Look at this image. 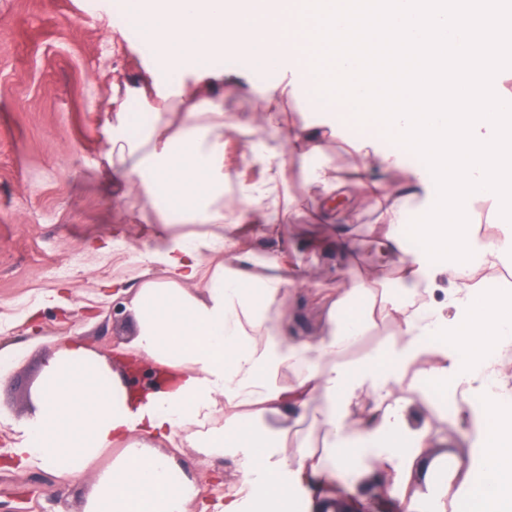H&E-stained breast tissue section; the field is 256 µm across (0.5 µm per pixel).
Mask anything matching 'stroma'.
I'll list each match as a JSON object with an SVG mask.
<instances>
[{"label":"stroma","mask_w":512,"mask_h":512,"mask_svg":"<svg viewBox=\"0 0 512 512\" xmlns=\"http://www.w3.org/2000/svg\"><path fill=\"white\" fill-rule=\"evenodd\" d=\"M98 3L89 13L85 0H0V449L10 446L30 410L47 353L76 340L112 358L132 334L131 288L164 274L161 263L140 259L155 245L153 225L141 223L138 203L104 178L109 133L103 109L117 96L143 120L150 111L135 87L151 78L167 81L169 74L157 46L142 48L114 23L126 0ZM210 66L231 79L225 111L252 115L249 128L235 130L237 139H267L265 116L276 112L283 126L319 130L343 174L364 160L351 145L357 132L378 150H400L382 128L358 129L350 112L316 104L303 88L263 96V89L290 80L287 70L260 71L234 54L215 56ZM287 178L297 212L263 227L253 244L260 255L284 252L302 266L310 289L286 296L282 311L291 332L316 336L323 310L313 292L335 287L344 266L366 275L369 243L383 226L355 184L347 185L332 225L321 222L322 199L305 185L299 161L289 163ZM340 227L358 241L356 251L336 250ZM60 265L67 269L62 277L53 273ZM116 280L128 293H115ZM22 296L27 303L21 307ZM177 457L195 474L209 512H220L225 487L213 478L231 476L236 459L228 454L208 461L188 447ZM91 482L88 475L66 480L39 468L0 467V512H76Z\"/></svg>","instance_id":"35a3bbf8"}]
</instances>
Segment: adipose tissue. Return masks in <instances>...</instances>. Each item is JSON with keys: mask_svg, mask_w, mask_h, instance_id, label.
Instances as JSON below:
<instances>
[{"mask_svg": "<svg viewBox=\"0 0 512 512\" xmlns=\"http://www.w3.org/2000/svg\"><path fill=\"white\" fill-rule=\"evenodd\" d=\"M144 36L158 43L173 72L190 67L193 84L161 93L165 111L129 135L126 101L112 98V178L141 200L140 218H157V246L146 261L166 274L137 288L127 362L159 367L160 384L133 390L120 372L80 345L47 358L23 433L18 466L43 465L57 476L93 480L79 512H188L197 497L189 477L168 481L174 457L160 443L187 446L206 458L233 452L235 482L223 512H311L326 499L355 496L375 469L393 473L402 499L424 449L434 447L429 420L414 424L418 394L407 379L423 354L429 411L446 408L458 428L481 429L482 478L464 512H512V374L501 358L512 350V292L467 270L491 268L512 255L511 234L477 237L471 203L483 197L512 211V96L502 90L512 58V6L506 0H128ZM314 60L306 74L317 102L349 104L359 122L385 128L428 166L417 188L394 190L371 169L396 168L377 152L351 177L326 159L318 132L289 131V150L264 145L257 158L264 185L239 184L224 202L229 119L224 76L212 56L240 54L275 65L286 50ZM326 206L347 182L372 200L386 231L372 273L338 272L324 296L315 339L288 335L281 311L303 275L287 256L264 258L245 248L248 225L279 219L278 189L289 158ZM434 187L429 210H417L418 187ZM165 207L156 208V196ZM417 210L418 221L405 214ZM420 243L406 251L408 239ZM407 292L450 288L442 302L392 299L387 274ZM390 336L349 360L370 329ZM372 405L357 410L360 394ZM309 423L315 447L288 450L294 426Z\"/></svg>", "mask_w": 512, "mask_h": 512, "instance_id": "adipose-tissue-1", "label": "adipose tissue"}]
</instances>
